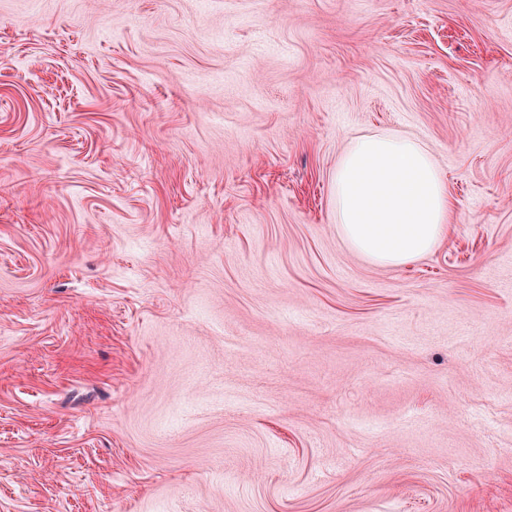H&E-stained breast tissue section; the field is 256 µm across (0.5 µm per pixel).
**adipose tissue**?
Instances as JSON below:
<instances>
[{
  "mask_svg": "<svg viewBox=\"0 0 512 512\" xmlns=\"http://www.w3.org/2000/svg\"><path fill=\"white\" fill-rule=\"evenodd\" d=\"M336 229L371 262L398 268L431 252L449 221L447 181L430 151L399 132L352 138L332 175Z\"/></svg>",
  "mask_w": 512,
  "mask_h": 512,
  "instance_id": "obj_1",
  "label": "adipose tissue"
}]
</instances>
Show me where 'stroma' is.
<instances>
[{
  "label": "stroma",
  "instance_id": "stroma-1",
  "mask_svg": "<svg viewBox=\"0 0 512 512\" xmlns=\"http://www.w3.org/2000/svg\"><path fill=\"white\" fill-rule=\"evenodd\" d=\"M0 512H512V0H0ZM336 229L371 262L398 268L431 252L449 221L447 181L430 151L399 132L352 138L332 175Z\"/></svg>",
  "mask_w": 512,
  "mask_h": 512
}]
</instances>
